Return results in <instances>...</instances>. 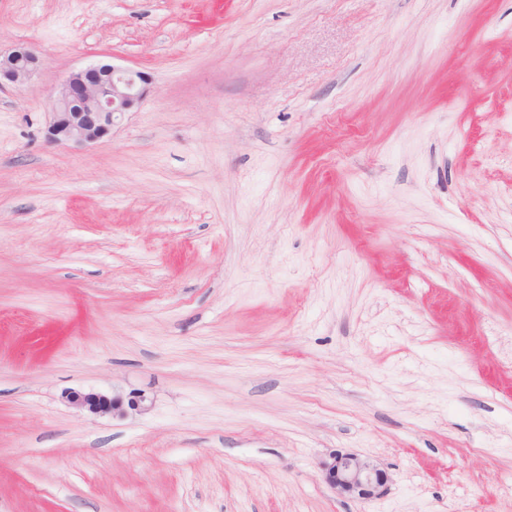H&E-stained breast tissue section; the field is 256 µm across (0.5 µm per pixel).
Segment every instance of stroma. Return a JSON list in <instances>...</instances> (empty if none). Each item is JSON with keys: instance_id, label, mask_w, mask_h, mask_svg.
<instances>
[{"instance_id": "35a3bbf8", "label": "stroma", "mask_w": 512, "mask_h": 512, "mask_svg": "<svg viewBox=\"0 0 512 512\" xmlns=\"http://www.w3.org/2000/svg\"><path fill=\"white\" fill-rule=\"evenodd\" d=\"M21 44L0 512H512V0H0ZM101 58L149 95L48 142ZM337 452L386 494L336 495ZM65 398L70 405L93 415L122 413L124 411L122 397L113 394L110 396L100 391H71ZM325 483L342 497L364 501L381 497L390 482L389 474L370 458L338 454L324 464Z\"/></svg>"}]
</instances>
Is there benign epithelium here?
I'll use <instances>...</instances> for the list:
<instances>
[{
  "label": "benign epithelium",
  "instance_id": "7a95c632",
  "mask_svg": "<svg viewBox=\"0 0 512 512\" xmlns=\"http://www.w3.org/2000/svg\"><path fill=\"white\" fill-rule=\"evenodd\" d=\"M39 58L26 46L0 55V81L17 86L26 83L37 70ZM148 74L129 67L98 60L73 71L56 89L53 116L47 127L49 142L84 147L102 140L147 94ZM67 402L93 415L121 413L124 407H141L142 396L123 400L100 391H72ZM324 481L342 497L364 501L381 497L390 482L389 474L370 458L338 454L324 464Z\"/></svg>",
  "mask_w": 512,
  "mask_h": 512
}]
</instances>
